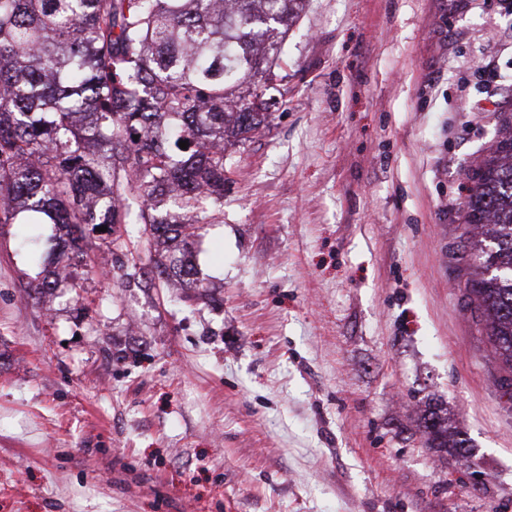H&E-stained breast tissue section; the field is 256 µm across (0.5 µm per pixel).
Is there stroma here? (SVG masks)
<instances>
[{
    "label": "stroma",
    "mask_w": 512,
    "mask_h": 512,
    "mask_svg": "<svg viewBox=\"0 0 512 512\" xmlns=\"http://www.w3.org/2000/svg\"><path fill=\"white\" fill-rule=\"evenodd\" d=\"M277 74L195 239L211 299L171 301L141 242L31 297L0 224V512H512L462 211L512 113V5L309 0ZM422 434L426 437L429 448H451V452L458 457L464 456L462 451L468 452L466 440L448 431V424L434 411L424 410L420 419ZM465 457V456H464Z\"/></svg>",
    "instance_id": "obj_1"
}]
</instances>
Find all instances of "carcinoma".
Masks as SVG:
<instances>
[{
	"instance_id": "carcinoma-1",
	"label": "carcinoma",
	"mask_w": 512,
	"mask_h": 512,
	"mask_svg": "<svg viewBox=\"0 0 512 512\" xmlns=\"http://www.w3.org/2000/svg\"><path fill=\"white\" fill-rule=\"evenodd\" d=\"M307 0H0V224H53L55 288L75 260L127 247L126 224L164 252L153 278L200 294L192 233L163 203L204 214L224 198V144L269 126L286 104L282 42ZM188 141L182 149L179 142ZM138 186L136 218L120 192ZM463 202L472 278L466 286L495 354L512 373V119L474 170ZM105 226L112 239L87 231ZM431 448L466 440L424 410Z\"/></svg>"
}]
</instances>
